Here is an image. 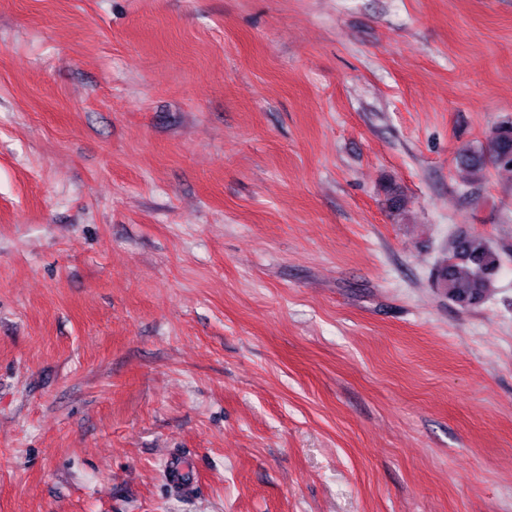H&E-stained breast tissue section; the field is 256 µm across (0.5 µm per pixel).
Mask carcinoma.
I'll return each mask as SVG.
<instances>
[{
    "instance_id": "1",
    "label": "carcinoma",
    "mask_w": 512,
    "mask_h": 512,
    "mask_svg": "<svg viewBox=\"0 0 512 512\" xmlns=\"http://www.w3.org/2000/svg\"><path fill=\"white\" fill-rule=\"evenodd\" d=\"M461 164L473 183L483 180L490 167L512 172V120L500 123L486 146L462 155ZM502 262V253L487 238L456 235L448 257L435 268L434 282L452 303L475 306L489 294Z\"/></svg>"
}]
</instances>
